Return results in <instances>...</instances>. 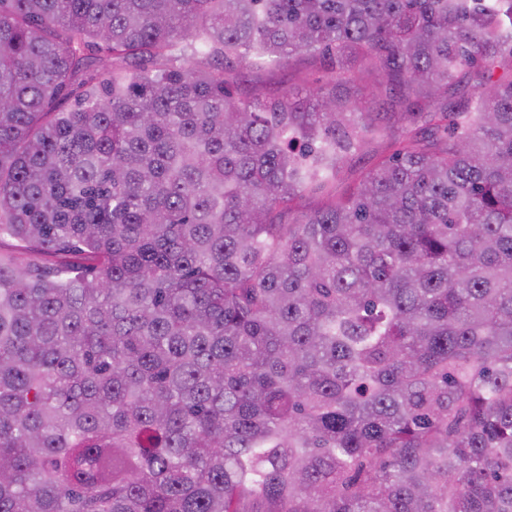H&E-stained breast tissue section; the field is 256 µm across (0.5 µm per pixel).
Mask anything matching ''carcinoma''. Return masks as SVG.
Wrapping results in <instances>:
<instances>
[{
  "label": "carcinoma",
  "mask_w": 512,
  "mask_h": 512,
  "mask_svg": "<svg viewBox=\"0 0 512 512\" xmlns=\"http://www.w3.org/2000/svg\"><path fill=\"white\" fill-rule=\"evenodd\" d=\"M5 236L0 512H512V0H0ZM332 65L321 55L296 56L286 63L266 69L237 67L233 74L232 92L235 97H273L286 90L301 87L303 81L320 86L332 78ZM391 141L385 132L370 140L368 145L349 161L343 179L336 183V191H343L361 172L370 169L379 156L389 154L392 150Z\"/></svg>",
  "instance_id": "obj_1"
}]
</instances>
